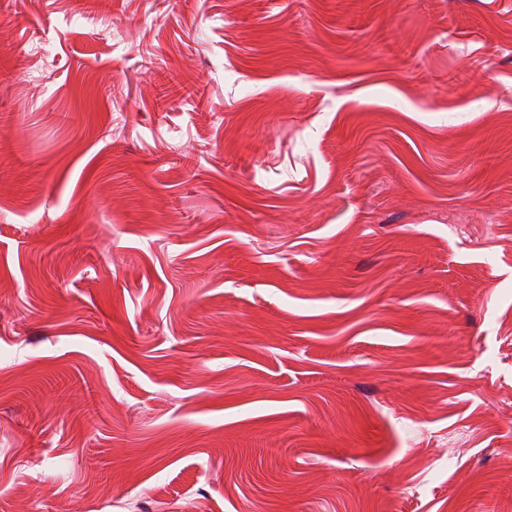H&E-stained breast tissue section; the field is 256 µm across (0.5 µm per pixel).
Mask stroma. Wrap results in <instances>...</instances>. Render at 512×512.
<instances>
[{
    "label": "stroma",
    "mask_w": 512,
    "mask_h": 512,
    "mask_svg": "<svg viewBox=\"0 0 512 512\" xmlns=\"http://www.w3.org/2000/svg\"><path fill=\"white\" fill-rule=\"evenodd\" d=\"M102 487L512 500V0H0V512Z\"/></svg>",
    "instance_id": "stroma-1"
}]
</instances>
